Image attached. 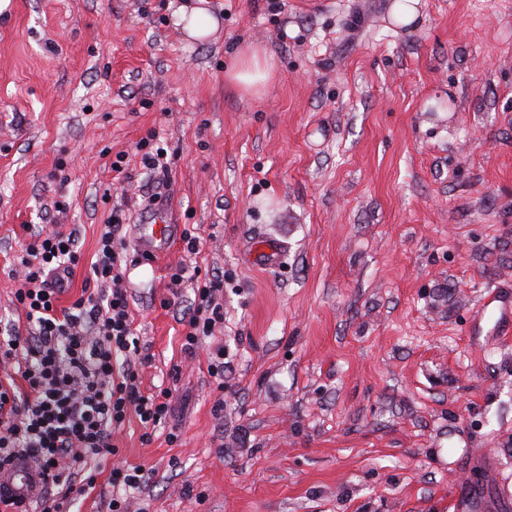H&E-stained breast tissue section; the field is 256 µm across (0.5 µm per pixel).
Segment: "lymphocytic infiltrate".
Wrapping results in <instances>:
<instances>
[{"mask_svg": "<svg viewBox=\"0 0 512 512\" xmlns=\"http://www.w3.org/2000/svg\"><path fill=\"white\" fill-rule=\"evenodd\" d=\"M122 220L112 215L100 237L91 271L105 287L98 296H82L58 308L65 272L77 261L73 234L46 233L30 244L21 261V286L15 292L30 325L27 336L0 344V364L24 361L25 393L0 386V470L28 457L39 472L43 512H61L76 476L93 486L88 461L110 465L109 482L120 492L112 512H129L127 491L146 480L139 466L111 465L112 431L127 415L144 428L165 423L172 411L170 393L142 394L136 374L118 366L138 340L133 332L123 275L117 267ZM189 330L182 348L191 353L224 322V280L197 285Z\"/></svg>", "mask_w": 512, "mask_h": 512, "instance_id": "lymphocytic-infiltrate-1", "label": "lymphocytic infiltrate"}]
</instances>
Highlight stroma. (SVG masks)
<instances>
[{
    "mask_svg": "<svg viewBox=\"0 0 512 512\" xmlns=\"http://www.w3.org/2000/svg\"><path fill=\"white\" fill-rule=\"evenodd\" d=\"M392 3L209 0L205 41L172 0L0 19V342L29 328L13 272L38 232L75 235L67 307L121 214L130 367L174 405L112 433L149 473L132 512H512V320L481 309L512 294V0H420L408 27ZM247 46L275 60L257 91L228 75ZM158 215L198 253L146 264ZM180 263L224 276V325L190 355ZM181 5L173 14L174 25L180 27L190 39L204 40L219 28L220 20L208 7L207 0Z\"/></svg>",
    "mask_w": 512,
    "mask_h": 512,
    "instance_id": "35a3bbf8",
    "label": "stroma"
}]
</instances>
